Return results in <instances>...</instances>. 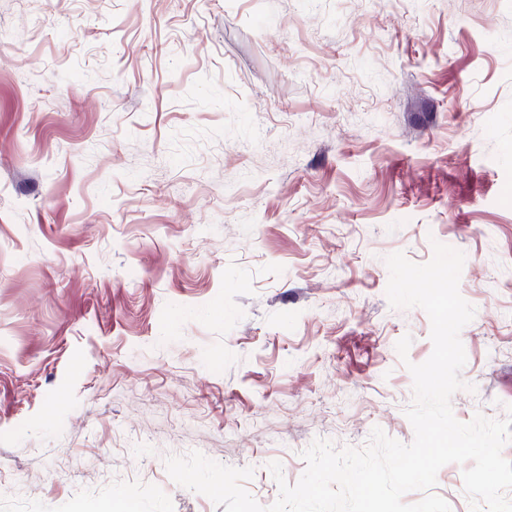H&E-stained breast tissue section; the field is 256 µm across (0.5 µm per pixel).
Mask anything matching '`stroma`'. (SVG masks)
<instances>
[{
	"mask_svg": "<svg viewBox=\"0 0 512 512\" xmlns=\"http://www.w3.org/2000/svg\"><path fill=\"white\" fill-rule=\"evenodd\" d=\"M465 255L462 422L512 405V0H0V512H225L414 431L385 259ZM411 337L407 359L396 344Z\"/></svg>",
	"mask_w": 512,
	"mask_h": 512,
	"instance_id": "1",
	"label": "stroma"
}]
</instances>
